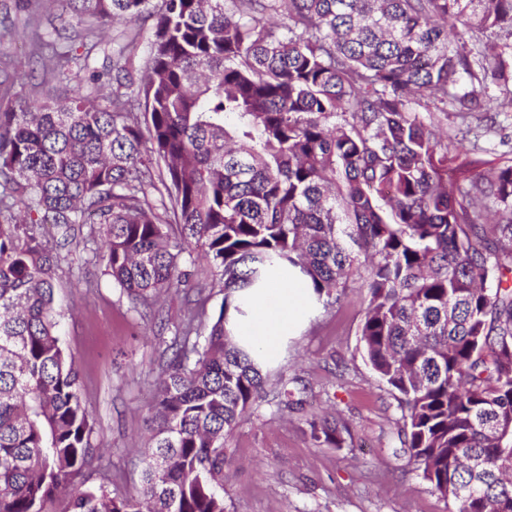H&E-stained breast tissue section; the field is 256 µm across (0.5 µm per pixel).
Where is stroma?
Wrapping results in <instances>:
<instances>
[{
	"mask_svg": "<svg viewBox=\"0 0 512 512\" xmlns=\"http://www.w3.org/2000/svg\"><path fill=\"white\" fill-rule=\"evenodd\" d=\"M37 8L43 19L34 32L16 0H0V82L11 86L9 96L0 97V112L26 106L47 88L68 91L76 82L91 94H111L112 40L119 27L97 36L88 51L84 27L66 0H39ZM68 48L87 55L86 67L72 69L71 80L44 85L40 54ZM427 118L456 139L474 129L491 166L512 165V114H499L491 131L480 112L466 127L452 111ZM90 232L83 226L69 245L70 266L56 283L62 339L80 368L103 473L111 476L114 489L134 494L150 443L147 418L155 381L171 355L187 302L203 299L212 315L224 295L200 258L190 268V289L171 292L150 309L134 307L105 275L103 263L87 261ZM366 306V294L357 288L330 311L310 305L302 327L273 355L271 378L300 376L309 392L302 408L285 414L264 402L254 405L249 420L226 441L227 512H448L409 464L396 435L397 402L362 357L358 329ZM314 414L348 423L341 447L314 444L306 423Z\"/></svg>",
	"mask_w": 512,
	"mask_h": 512,
	"instance_id": "1",
	"label": "stroma"
}]
</instances>
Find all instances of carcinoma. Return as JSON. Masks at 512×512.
<instances>
[{
    "label": "carcinoma",
    "mask_w": 512,
    "mask_h": 512,
    "mask_svg": "<svg viewBox=\"0 0 512 512\" xmlns=\"http://www.w3.org/2000/svg\"><path fill=\"white\" fill-rule=\"evenodd\" d=\"M69 2L89 37L151 5ZM112 81L134 83L121 53ZM489 81L512 84V0H162L143 116L117 91L1 112L0 512H45L64 491L66 512H225L224 439L267 382L232 313L284 263L325 309L366 290L362 356L449 512H512V165L484 168L419 111L512 112V92L480 100ZM88 215L89 251L132 304L187 286L184 255L224 292L216 316L198 299L178 329L135 495L84 479L94 426L55 282ZM290 382L272 391L280 410L304 403ZM308 424L341 447L345 425Z\"/></svg>",
    "instance_id": "cac0c4a2"
}]
</instances>
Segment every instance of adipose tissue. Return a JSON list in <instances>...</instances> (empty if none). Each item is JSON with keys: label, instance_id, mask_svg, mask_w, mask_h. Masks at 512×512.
Here are the masks:
<instances>
[{"label": "adipose tissue", "instance_id": "obj_1", "mask_svg": "<svg viewBox=\"0 0 512 512\" xmlns=\"http://www.w3.org/2000/svg\"><path fill=\"white\" fill-rule=\"evenodd\" d=\"M311 295L305 277L296 268L269 275L252 288L244 314L236 318L238 339L262 354L276 352L281 336L306 315Z\"/></svg>", "mask_w": 512, "mask_h": 512}]
</instances>
